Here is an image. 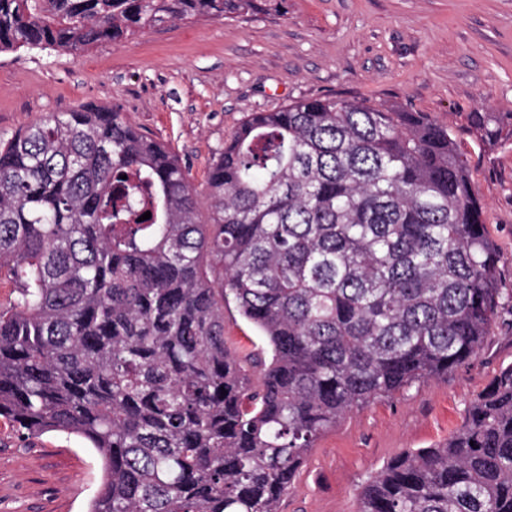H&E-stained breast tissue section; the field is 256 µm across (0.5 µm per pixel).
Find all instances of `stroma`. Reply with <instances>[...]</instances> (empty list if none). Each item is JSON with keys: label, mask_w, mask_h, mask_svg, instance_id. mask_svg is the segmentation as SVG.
Segmentation results:
<instances>
[{"label": "stroma", "mask_w": 512, "mask_h": 512, "mask_svg": "<svg viewBox=\"0 0 512 512\" xmlns=\"http://www.w3.org/2000/svg\"><path fill=\"white\" fill-rule=\"evenodd\" d=\"M316 96L448 126L501 254V286L512 290V137L488 141L468 120L512 113V0H286L278 14L179 21L85 52L0 53V139L51 112L114 107L166 144L199 187L249 113ZM224 336L242 354L264 348L231 305ZM509 364L506 312L476 357L320 436L280 512H356L370 477L400 453L448 439ZM101 483V462L80 437H31L0 420V512H88Z\"/></svg>", "instance_id": "obj_1"}]
</instances>
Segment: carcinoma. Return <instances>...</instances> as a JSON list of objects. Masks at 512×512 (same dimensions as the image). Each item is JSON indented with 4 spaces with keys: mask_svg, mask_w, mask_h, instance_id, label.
I'll return each mask as SVG.
<instances>
[{
    "mask_svg": "<svg viewBox=\"0 0 512 512\" xmlns=\"http://www.w3.org/2000/svg\"><path fill=\"white\" fill-rule=\"evenodd\" d=\"M285 0H0V52L83 51ZM469 121L503 135L494 112ZM200 193L117 109L0 140V418L76 434L89 512H280L353 409L475 357L512 308L455 136L315 97L249 115ZM151 217L138 221L145 212ZM232 303L270 357L224 337ZM357 512H512V364L448 441L389 460Z\"/></svg>",
    "mask_w": 512,
    "mask_h": 512,
    "instance_id": "cac0c4a2",
    "label": "carcinoma"
}]
</instances>
